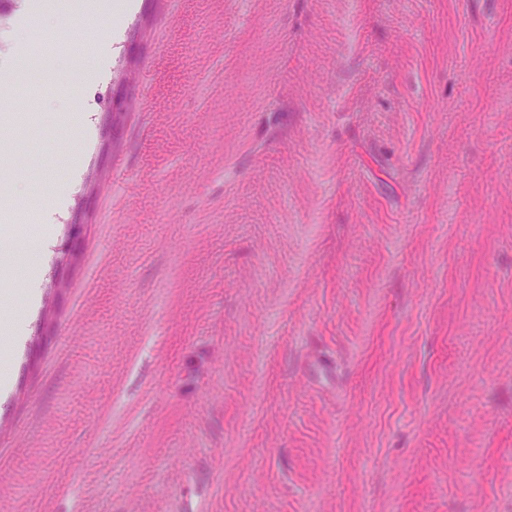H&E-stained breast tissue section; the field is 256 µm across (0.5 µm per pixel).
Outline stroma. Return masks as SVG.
Here are the masks:
<instances>
[{
	"mask_svg": "<svg viewBox=\"0 0 512 512\" xmlns=\"http://www.w3.org/2000/svg\"><path fill=\"white\" fill-rule=\"evenodd\" d=\"M130 2L0 135V512H512V0ZM63 59V63L59 62L58 59L56 60L57 78L55 81L57 83L64 84L69 81L67 77L68 74L73 77L81 78L86 82H91L98 77V68L93 70L89 69L84 57L77 59L74 54H67ZM45 230L34 238L10 240L12 246L28 257V275L24 291L32 302L38 299L40 284L44 274L46 259L50 248V239L54 224H45ZM7 334L9 337V346L1 351V362H3L4 369L0 375V395L7 396L11 387V378L8 372V365L11 362V353L13 350L18 349L24 339V327L18 321H10Z\"/></svg>",
	"mask_w": 512,
	"mask_h": 512,
	"instance_id": "35a3bbf8",
	"label": "stroma"
}]
</instances>
